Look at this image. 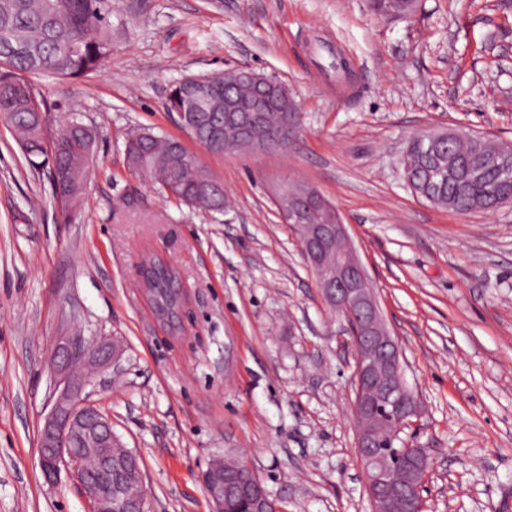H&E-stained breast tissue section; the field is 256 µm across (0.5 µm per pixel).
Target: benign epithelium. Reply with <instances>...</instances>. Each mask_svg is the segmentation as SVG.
Masks as SVG:
<instances>
[{
  "label": "benign epithelium",
  "instance_id": "1",
  "mask_svg": "<svg viewBox=\"0 0 512 512\" xmlns=\"http://www.w3.org/2000/svg\"><path fill=\"white\" fill-rule=\"evenodd\" d=\"M236 111L235 100L224 99V121L241 140L265 149L253 136L246 115L236 116ZM289 200V207H279L286 222L299 221L307 207L316 202L331 214L329 223L299 236V240L310 269L323 288L324 301L344 318L353 336L355 448L373 512H423V492L430 471L425 449L409 444L400 449L403 464L417 474L404 486L397 485L390 472L379 467L376 451L375 418L382 408L389 406L393 410L385 429L390 440L401 439V433L421 415L417 398L405 379L398 342L381 314L371 280L354 254L340 214L312 186L289 194ZM87 355L101 368L117 365L119 357L110 343H100L87 351L70 336L59 338L53 371L61 377L63 387L40 430L42 474L49 483L57 482L63 470L71 474L88 498L89 512H145L143 483L132 476L139 457L124 446L112 430L110 417L86 392L94 378L83 366ZM85 457L96 461L95 473L85 470ZM203 481L213 512H224L233 497L248 501L252 512H281L265 486L255 477L243 478L234 463H226L222 469L208 468Z\"/></svg>",
  "mask_w": 512,
  "mask_h": 512
}]
</instances>
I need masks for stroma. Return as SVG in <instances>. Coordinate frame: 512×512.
Here are the masks:
<instances>
[{"instance_id":"1","label":"stroma","mask_w":512,"mask_h":512,"mask_svg":"<svg viewBox=\"0 0 512 512\" xmlns=\"http://www.w3.org/2000/svg\"><path fill=\"white\" fill-rule=\"evenodd\" d=\"M112 52L76 79L31 76L46 130L96 134L76 221L0 122V512H88L38 440L59 336L118 344L89 392L142 459L147 512H212L202 474L244 460L284 512H371L350 418L355 359L276 188L337 208L423 416L425 512H512V203L461 214L417 197L400 160L432 129L512 144V0H110ZM352 74L337 77L334 55ZM248 67L301 112L288 150L213 154L168 111L171 85ZM180 139L224 185L223 213L177 206L129 169L131 130ZM178 274L158 311L146 254Z\"/></svg>"}]
</instances>
